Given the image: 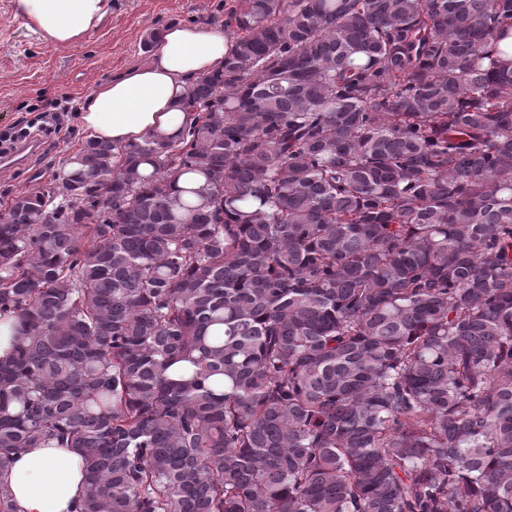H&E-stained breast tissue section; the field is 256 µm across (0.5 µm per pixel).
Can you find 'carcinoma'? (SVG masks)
<instances>
[{"label":"carcinoma","instance_id":"carcinoma-1","mask_svg":"<svg viewBox=\"0 0 512 512\" xmlns=\"http://www.w3.org/2000/svg\"><path fill=\"white\" fill-rule=\"evenodd\" d=\"M177 139L0 212L2 478L80 512H512V0H235ZM8 484L17 512H79L82 457L74 448H29L13 461Z\"/></svg>","mask_w":512,"mask_h":512}]
</instances>
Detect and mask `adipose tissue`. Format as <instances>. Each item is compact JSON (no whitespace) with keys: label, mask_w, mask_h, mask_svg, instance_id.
<instances>
[{"label":"adipose tissue","mask_w":512,"mask_h":512,"mask_svg":"<svg viewBox=\"0 0 512 512\" xmlns=\"http://www.w3.org/2000/svg\"><path fill=\"white\" fill-rule=\"evenodd\" d=\"M29 28L58 45H75L98 29L112 0H14ZM226 33L200 25L166 28L156 50L96 87L81 106L88 138L116 146L148 136L176 137L190 115L182 108L188 82L224 64ZM8 484L16 512H79L81 455L73 448H31L13 461Z\"/></svg>","instance_id":"adipose-tissue-1"}]
</instances>
